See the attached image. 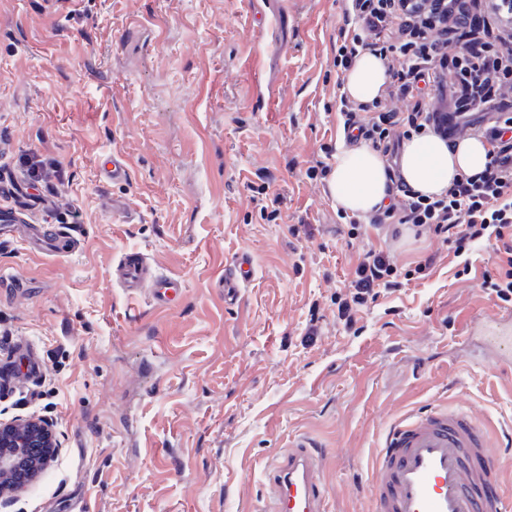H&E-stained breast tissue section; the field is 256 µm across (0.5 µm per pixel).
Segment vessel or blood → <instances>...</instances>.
Returning <instances> with one entry per match:
<instances>
[{"label": "vessel or blood", "mask_w": 512, "mask_h": 512, "mask_svg": "<svg viewBox=\"0 0 512 512\" xmlns=\"http://www.w3.org/2000/svg\"><path fill=\"white\" fill-rule=\"evenodd\" d=\"M492 115L444 114L452 137L468 133L470 124L487 123ZM101 179L127 180L125 156L112 152L99 168ZM18 238L36 254H70L77 239L64 226L48 231L18 224L10 197L0 198V238ZM254 274L252 259L240 252L224 269L225 304L237 301ZM113 278L129 298L149 294L154 305L171 307L182 283L164 276L148 256L130 251L120 256ZM490 348L502 360L512 359V314L496 313L483 327ZM323 450L301 438L274 456L266 468L268 512H326L329 490L323 480ZM495 461L486 422L451 405H438L412 415L388 431L373 466L368 491L373 512H512V495L494 477Z\"/></svg>", "instance_id": "b4317fda"}]
</instances>
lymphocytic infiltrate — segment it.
I'll return each instance as SVG.
<instances>
[{
    "mask_svg": "<svg viewBox=\"0 0 512 512\" xmlns=\"http://www.w3.org/2000/svg\"><path fill=\"white\" fill-rule=\"evenodd\" d=\"M349 29L334 61L348 71L365 51L401 62L389 72L376 103L364 106L342 97L345 134L381 145L396 158L399 138L432 132L447 139L439 117L451 112H501L512 98V0H349ZM454 74L446 85V74ZM395 100L404 110L390 109ZM476 135L489 146L490 159L475 177H461L439 196L412 191L392 179L390 202L366 218L373 226L407 224L416 233L445 235L449 249L462 255L477 242L495 238L493 272L482 288L512 305V116ZM349 293L337 297L338 317L353 324L356 313L378 288L398 287L399 272L387 255L369 251L359 263Z\"/></svg>",
    "mask_w": 512,
    "mask_h": 512,
    "instance_id": "f902f5d3",
    "label": "lymphocytic infiltrate"
}]
</instances>
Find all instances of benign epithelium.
<instances>
[{"label": "benign epithelium", "mask_w": 512, "mask_h": 512, "mask_svg": "<svg viewBox=\"0 0 512 512\" xmlns=\"http://www.w3.org/2000/svg\"><path fill=\"white\" fill-rule=\"evenodd\" d=\"M60 442L53 421L43 416L0 420V490L27 491L56 458Z\"/></svg>", "instance_id": "obj_1"}]
</instances>
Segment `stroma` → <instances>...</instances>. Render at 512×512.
<instances>
[{"instance_id": "stroma-1", "label": "stroma", "mask_w": 512, "mask_h": 512, "mask_svg": "<svg viewBox=\"0 0 512 512\" xmlns=\"http://www.w3.org/2000/svg\"><path fill=\"white\" fill-rule=\"evenodd\" d=\"M345 27L342 0H0V183L80 242L0 240V419L52 418L61 444L5 512H260L262 464L300 437L328 450L327 512H371L384 434L437 403L490 422L512 488V365L481 356L476 326L493 242L457 257L406 225L349 235L329 176L305 175L346 146ZM113 150L118 184L98 176ZM34 157L63 183L32 184ZM371 248L407 279L348 327L336 298ZM132 249L183 280L177 307L113 283ZM243 251L255 276L228 306ZM129 176V167L126 157L119 151H112L99 168V177L110 180L112 183L126 181ZM254 274L251 256L247 252H240L224 269V280L220 287L224 288V303L231 305L238 300L240 288L248 282Z\"/></svg>"}]
</instances>
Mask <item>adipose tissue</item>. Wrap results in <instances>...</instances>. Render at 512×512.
Here are the masks:
<instances>
[{
    "label": "adipose tissue",
    "mask_w": 512,
    "mask_h": 512,
    "mask_svg": "<svg viewBox=\"0 0 512 512\" xmlns=\"http://www.w3.org/2000/svg\"><path fill=\"white\" fill-rule=\"evenodd\" d=\"M386 80L379 57L362 53L344 77L343 89L356 102L375 100ZM488 161V146L478 138L449 146L431 134L414 135L402 148L399 171L415 192L435 196L456 179L480 174ZM388 172L381 154L365 146L341 150L335 157L330 191L343 210L364 215L387 202Z\"/></svg>",
    "instance_id": "obj_1"
}]
</instances>
